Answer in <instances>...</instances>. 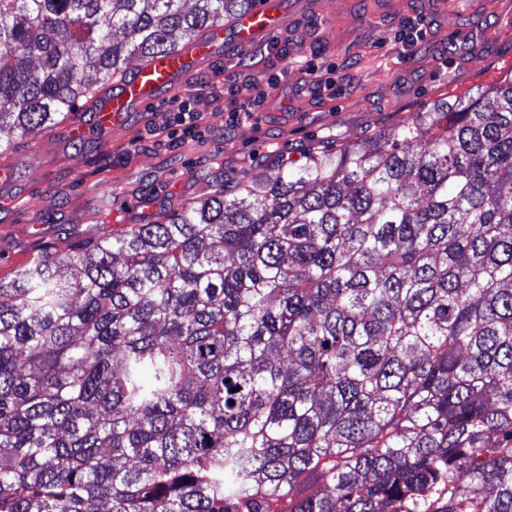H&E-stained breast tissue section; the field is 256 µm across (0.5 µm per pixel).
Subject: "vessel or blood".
I'll list each match as a JSON object with an SVG mask.
<instances>
[{
    "label": "vessel or blood",
    "instance_id": "vessel-or-blood-1",
    "mask_svg": "<svg viewBox=\"0 0 512 512\" xmlns=\"http://www.w3.org/2000/svg\"><path fill=\"white\" fill-rule=\"evenodd\" d=\"M288 11L285 0H267L263 8L235 20L224 34L225 50H245L272 37L283 24ZM218 48L214 36L192 41L170 57L151 61L127 71L112 90L103 96L90 116H74L71 138L84 137L100 126L120 128L130 112L154 102L170 90L188 68H198L210 61Z\"/></svg>",
    "mask_w": 512,
    "mask_h": 512
}]
</instances>
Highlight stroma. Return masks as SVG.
Segmentation results:
<instances>
[{"instance_id":"35a3bbf8","label":"stroma","mask_w":512,"mask_h":512,"mask_svg":"<svg viewBox=\"0 0 512 512\" xmlns=\"http://www.w3.org/2000/svg\"><path fill=\"white\" fill-rule=\"evenodd\" d=\"M419 28L416 45L401 43L405 26ZM512 0H299L273 40L218 54L192 71L183 88L205 117L201 138L169 143L158 135L166 115L155 104L119 129L70 140L66 126L50 131H0V160L16 175L0 191V263L21 261L33 241L71 245L83 231L109 233L111 205L130 207V223H164L176 200L202 194L216 168L259 174L269 143L298 157L308 144L360 140L447 94L491 84L512 70ZM300 51L318 67H291L284 51ZM280 81L265 108L236 127L215 112L213 86L245 76Z\"/></svg>"}]
</instances>
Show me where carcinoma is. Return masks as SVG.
I'll return each instance as SVG.
<instances>
[{
	"label": "carcinoma",
	"instance_id": "obj_1",
	"mask_svg": "<svg viewBox=\"0 0 512 512\" xmlns=\"http://www.w3.org/2000/svg\"><path fill=\"white\" fill-rule=\"evenodd\" d=\"M261 0H0V130ZM0 280V512H512V76Z\"/></svg>",
	"mask_w": 512,
	"mask_h": 512
}]
</instances>
